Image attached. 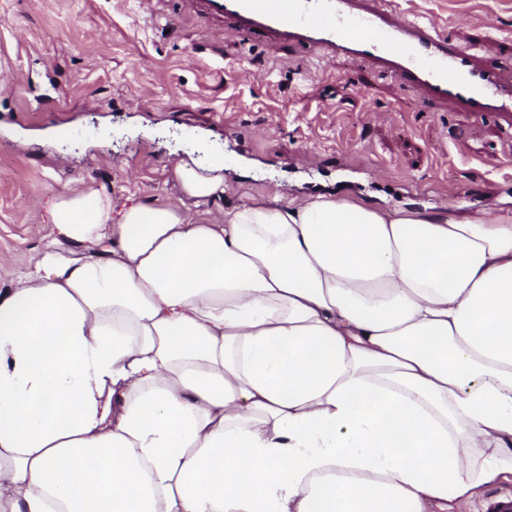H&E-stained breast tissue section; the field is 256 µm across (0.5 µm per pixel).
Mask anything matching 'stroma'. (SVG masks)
I'll list each match as a JSON object with an SVG mask.
<instances>
[{
    "label": "stroma",
    "instance_id": "35a3bbf8",
    "mask_svg": "<svg viewBox=\"0 0 512 512\" xmlns=\"http://www.w3.org/2000/svg\"><path fill=\"white\" fill-rule=\"evenodd\" d=\"M512 70V0H395ZM0 285L47 242L63 188L183 209L187 156L224 165L219 214L273 192L512 210V117L421 97L367 62L224 31L190 0H0Z\"/></svg>",
    "mask_w": 512,
    "mask_h": 512
}]
</instances>
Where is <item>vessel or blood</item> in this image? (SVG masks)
<instances>
[{
    "mask_svg": "<svg viewBox=\"0 0 512 512\" xmlns=\"http://www.w3.org/2000/svg\"><path fill=\"white\" fill-rule=\"evenodd\" d=\"M201 14L238 36L311 44L328 63L370 62L424 97L471 113L512 114V73L482 64L430 22L407 18L391 0H193Z\"/></svg>",
    "mask_w": 512,
    "mask_h": 512,
    "instance_id": "1",
    "label": "vessel or blood"
}]
</instances>
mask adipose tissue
<instances>
[{
    "label": "adipose tissue",
    "mask_w": 512,
    "mask_h": 512,
    "mask_svg": "<svg viewBox=\"0 0 512 512\" xmlns=\"http://www.w3.org/2000/svg\"><path fill=\"white\" fill-rule=\"evenodd\" d=\"M46 222L0 289V512H419L512 469V212L67 187Z\"/></svg>",
    "instance_id": "1"
}]
</instances>
